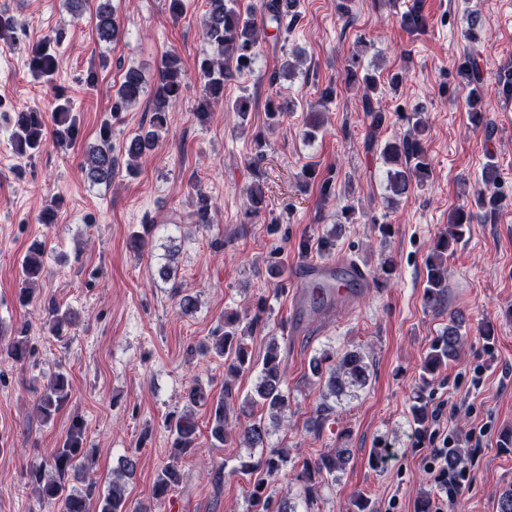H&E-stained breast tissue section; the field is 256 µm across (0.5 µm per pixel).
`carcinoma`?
Segmentation results:
<instances>
[{
    "label": "carcinoma",
    "mask_w": 512,
    "mask_h": 512,
    "mask_svg": "<svg viewBox=\"0 0 512 512\" xmlns=\"http://www.w3.org/2000/svg\"><path fill=\"white\" fill-rule=\"evenodd\" d=\"M207 5L204 22L205 36L213 48V54L204 57L199 63V72L204 85L198 101L195 115L201 122L210 116L211 105L224 97V84L235 75L250 68L256 55V48L261 35L271 29L274 36L289 30L298 21L299 0H265L263 14L256 16L250 10H241L237 0H205ZM95 29L99 40L112 42L119 36L120 24L112 5V0H95ZM401 26L408 31H421L428 25V18L423 11L422 0H412L400 15ZM467 29L464 37L471 44L480 42L482 21L478 12L468 13ZM29 67L33 73L42 77L51 76L58 68V58L50 49V44L40 42L32 46L29 53ZM460 83L469 87L468 102L470 119L474 125H485L483 115V71L479 55L472 51L457 66ZM186 73L180 58L170 53L158 66L153 82H148L140 70L130 67L126 70L120 88L112 102V112L125 110L148 98L152 102V114L149 125L139 132L126 137L122 143V155L127 157L129 170L136 169L139 161L149 156L157 147L160 137L168 128L170 112L181 97L185 86ZM345 82L361 83L362 111L371 119L375 130L385 124L386 116L380 109L375 92L376 78L366 73L358 76L354 68L346 69ZM58 104L53 112V141L60 145L73 142L78 133L76 118L71 112L70 100L62 95L57 97ZM295 102L291 99L282 101L269 100L267 103L268 119L276 122L280 117L294 111ZM416 118L408 124L403 134L386 142L380 151L386 165L387 203L394 204L396 198L407 193L412 182H426L430 176L423 136L427 123L421 112H415ZM47 122L45 114L35 110H22L15 113L12 141L15 151L20 155L37 153L46 143ZM117 158L112 154V124L104 122L99 130V144L91 147L84 164L87 181L92 184L110 183L116 174ZM500 178L499 167L494 162L487 163L481 173V184L477 189L478 200L486 207H493L496 202V189ZM214 204L209 197L198 195L197 208L194 212V224L200 229H207L213 223ZM470 217L462 210L455 212L449 222L448 232L438 236L431 255L426 262L427 287L424 301L429 307H438L445 299L448 288V267L446 264L448 249L453 242L461 239L464 225ZM179 247L171 244L167 247L165 262L157 269V275L166 283H171L173 294L179 297L180 307L188 311L195 306L190 295H180L177 279ZM44 248L42 243H32L20 264L22 288L20 303L28 305L33 301L34 291L31 285L38 282L45 274ZM266 302L262 299L256 303L252 318L246 323L236 314L224 315V324L219 326L211 336V345L205 350L212 351L224 360V389L211 405L210 436L214 442L224 444L230 438L227 431V410L230 404L239 398L232 385V379L244 372L257 370L255 384L244 403L246 407L262 405L267 411H280L288 402V390L285 388L284 373L281 369L282 357L276 339H271L266 355L260 367H255L248 351L247 340L263 320ZM48 333L62 341L68 337L69 329L76 323V316L69 309H61L50 301L45 306ZM464 336L461 322L452 318L441 336L431 345L422 369L423 375H433L448 360L459 356ZM5 353L16 362L27 361L32 348L29 345L26 328L22 327L14 338L0 344V353ZM311 377L323 385L322 402L317 409L316 427L321 428L336 415V405L342 401L357 400L370 381V366L363 353L357 349L346 351L335 359L328 353L313 357L308 365ZM71 381L64 372H55L43 385L36 403V414L45 424L50 423L68 401ZM412 425L418 429L425 426L429 418L428 406L423 394L414 397L411 408ZM164 426L171 440L170 461L158 472L153 486L152 496L157 502L166 499L169 492L183 478L179 460L191 453L197 445L199 426L189 413L169 415ZM240 442L249 448H261L264 451L262 465L265 476L254 482L249 494L253 512H296L287 501L274 502L272 496L265 494L266 478L278 476L288 462V453L282 448H275L268 443V431L260 420H253L241 427L236 433ZM85 425L80 420L71 423L62 446L55 450L48 469L38 470L34 474V483L40 496L61 503L62 512H127L124 488L112 482V489L103 494L97 491L96 484L83 477V471L92 469L95 463V449L84 446ZM349 454L345 448H333L320 454L317 458L304 463L297 479L302 482L301 493L309 507L314 510L320 488L326 483H333L339 473L346 469ZM82 483L78 488L72 482Z\"/></svg>",
    "instance_id": "carcinoma-1"
}]
</instances>
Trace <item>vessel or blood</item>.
Segmentation results:
<instances>
[{
	"label": "vessel or blood",
	"mask_w": 512,
	"mask_h": 512,
	"mask_svg": "<svg viewBox=\"0 0 512 512\" xmlns=\"http://www.w3.org/2000/svg\"><path fill=\"white\" fill-rule=\"evenodd\" d=\"M369 282L367 272L359 265L342 261L305 263L295 275L293 304L298 314L313 311V285H322L337 307L355 306Z\"/></svg>",
	"instance_id": "1"
}]
</instances>
